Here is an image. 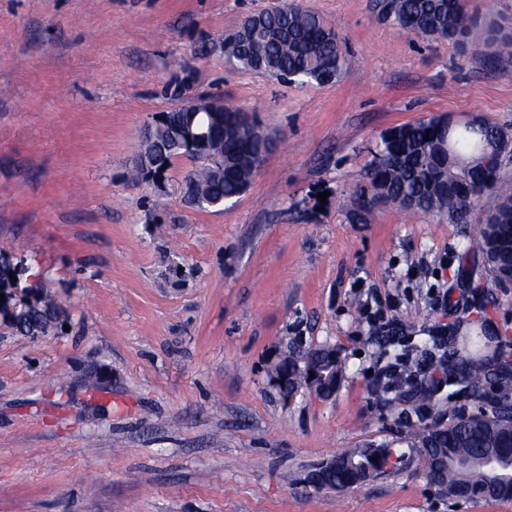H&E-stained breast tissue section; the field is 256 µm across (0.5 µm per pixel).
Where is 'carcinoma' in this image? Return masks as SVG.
<instances>
[{
  "instance_id": "1",
  "label": "carcinoma",
  "mask_w": 512,
  "mask_h": 512,
  "mask_svg": "<svg viewBox=\"0 0 512 512\" xmlns=\"http://www.w3.org/2000/svg\"><path fill=\"white\" fill-rule=\"evenodd\" d=\"M380 10L392 25L428 39H467L477 23L469 0H381ZM472 45L479 52L488 48L497 57H512V31L493 19L483 38ZM224 60L233 70L318 86L336 82L343 65L335 30L299 5L245 17L238 40L224 45ZM217 111L224 119L201 113L190 121L183 107L163 113L161 126L154 129L151 153L137 157L134 178L168 170L182 157L195 158L199 145L182 134L191 123L202 131L213 130V139L223 143L218 159L186 177L201 189L197 209H220L240 197L258 175L267 142L249 135L248 128L257 120L244 109L221 103ZM510 161L512 136L498 125L482 119L478 126L464 124L450 131L445 117L431 116L382 134L360 195L375 204L433 215L451 224H466L472 212L482 211L478 232L462 253L472 264L465 272L471 280L481 269L491 283L507 288L512 283V192L499 186ZM321 351L292 347L272 362L268 373L290 393L307 383L305 367ZM403 357L407 362L401 370L383 374L377 386L379 399L386 401L388 395L417 385L424 368L432 367L448 385L464 391L473 407V412L458 413L446 425L431 426L426 420L434 393L426 391L416 401L418 423L406 440L424 456L432 484L450 503L512 501V363L474 358L468 345H458L454 328L448 329V342L426 340ZM390 455L387 444L338 454L335 466L314 469L316 489L361 485L385 472ZM486 459L504 467L492 471L484 467Z\"/></svg>"
}]
</instances>
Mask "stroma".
<instances>
[{
	"label": "stroma",
	"mask_w": 512,
	"mask_h": 512,
	"mask_svg": "<svg viewBox=\"0 0 512 512\" xmlns=\"http://www.w3.org/2000/svg\"><path fill=\"white\" fill-rule=\"evenodd\" d=\"M295 3L340 33L338 81L230 71L225 33ZM180 79L277 138L220 210L184 203L192 159L156 182L128 176ZM434 115L512 134V59L401 30L378 0H0V251L62 320L45 336L0 325V512H512L449 506L401 441L410 403L373 394V302L418 339L486 325L485 355L512 361V287L479 297L462 272L480 214L451 224L357 194L381 134ZM295 343L339 352L332 396L288 401L268 377ZM382 443L404 458L386 475L305 487L323 460Z\"/></svg>",
	"instance_id": "obj_1"
}]
</instances>
